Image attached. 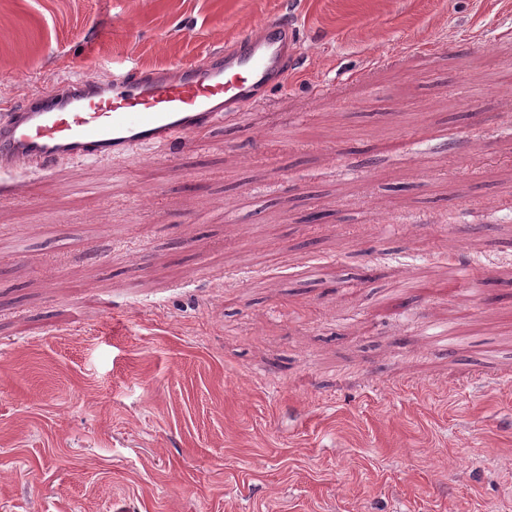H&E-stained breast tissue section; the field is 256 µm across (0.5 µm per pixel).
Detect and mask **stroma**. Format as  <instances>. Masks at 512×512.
<instances>
[{
  "instance_id": "stroma-1",
  "label": "stroma",
  "mask_w": 512,
  "mask_h": 512,
  "mask_svg": "<svg viewBox=\"0 0 512 512\" xmlns=\"http://www.w3.org/2000/svg\"><path fill=\"white\" fill-rule=\"evenodd\" d=\"M274 17L177 161L0 183V512H512V0H0V103Z\"/></svg>"
}]
</instances>
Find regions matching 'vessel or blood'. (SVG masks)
I'll return each instance as SVG.
<instances>
[{
    "mask_svg": "<svg viewBox=\"0 0 512 512\" xmlns=\"http://www.w3.org/2000/svg\"><path fill=\"white\" fill-rule=\"evenodd\" d=\"M297 43L291 22L271 18L172 68L101 71L2 105L0 181L17 185L63 164L117 168L161 146L177 149L287 91Z\"/></svg>",
    "mask_w": 512,
    "mask_h": 512,
    "instance_id": "b4317fda",
    "label": "vessel or blood"
}]
</instances>
